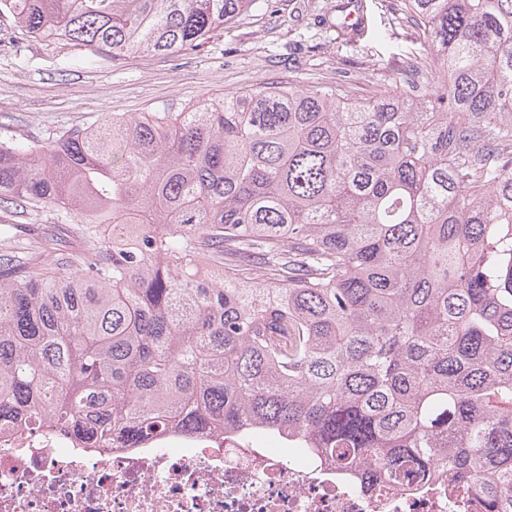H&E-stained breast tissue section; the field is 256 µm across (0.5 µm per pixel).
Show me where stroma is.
Returning <instances> with one entry per match:
<instances>
[{"mask_svg": "<svg viewBox=\"0 0 512 512\" xmlns=\"http://www.w3.org/2000/svg\"><path fill=\"white\" fill-rule=\"evenodd\" d=\"M337 0H272L176 55L92 57L64 41L31 38L0 18V138L45 142L112 113L179 109L283 79L298 86L347 73L359 99L392 81L427 45L413 24L394 21L392 0H362L364 30L351 41L316 24Z\"/></svg>", "mask_w": 512, "mask_h": 512, "instance_id": "stroma-1", "label": "stroma"}]
</instances>
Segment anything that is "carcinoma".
<instances>
[{"instance_id": "carcinoma-1", "label": "carcinoma", "mask_w": 512, "mask_h": 512, "mask_svg": "<svg viewBox=\"0 0 512 512\" xmlns=\"http://www.w3.org/2000/svg\"><path fill=\"white\" fill-rule=\"evenodd\" d=\"M269 0H0L29 36L172 55ZM395 90L287 80L0 140V424L90 444L284 435L512 512V0H399ZM60 212L52 209L30 211L23 214L4 213L0 211L1 224H64Z\"/></svg>"}]
</instances>
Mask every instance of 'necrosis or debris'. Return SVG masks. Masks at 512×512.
<instances>
[{
	"mask_svg": "<svg viewBox=\"0 0 512 512\" xmlns=\"http://www.w3.org/2000/svg\"><path fill=\"white\" fill-rule=\"evenodd\" d=\"M0 512H484L441 476L369 483L281 437L171 431L96 448L43 425L0 431Z\"/></svg>",
	"mask_w": 512,
	"mask_h": 512,
	"instance_id": "necrosis-or-debris-1",
	"label": "necrosis or debris"
}]
</instances>
